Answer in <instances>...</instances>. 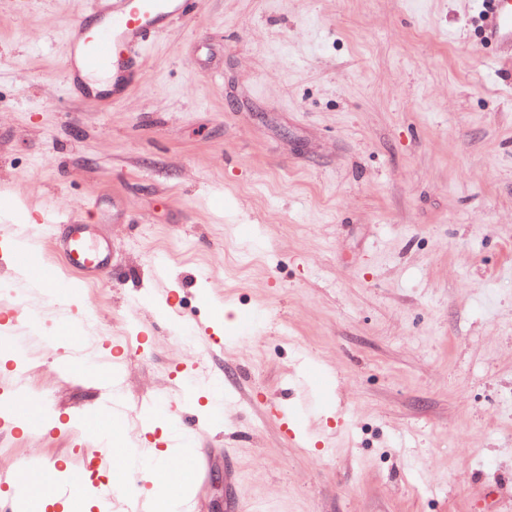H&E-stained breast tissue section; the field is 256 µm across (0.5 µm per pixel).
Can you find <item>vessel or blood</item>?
I'll return each mask as SVG.
<instances>
[{"label":"vessel or blood","instance_id":"1","mask_svg":"<svg viewBox=\"0 0 512 512\" xmlns=\"http://www.w3.org/2000/svg\"><path fill=\"white\" fill-rule=\"evenodd\" d=\"M487 40L512 43V0H485ZM192 0H94L90 25L77 16L69 37V51L62 70L71 90L86 94L91 89L123 99L140 73L144 48L150 38L177 19L192 16ZM35 226V225H34ZM34 226L11 227L10 244L18 267H25L36 250ZM52 247L63 264L82 279L104 281L112 270V245L98 237L94 225L79 222L64 225ZM168 411L189 432L200 431L207 413H186L173 402Z\"/></svg>","mask_w":512,"mask_h":512}]
</instances>
